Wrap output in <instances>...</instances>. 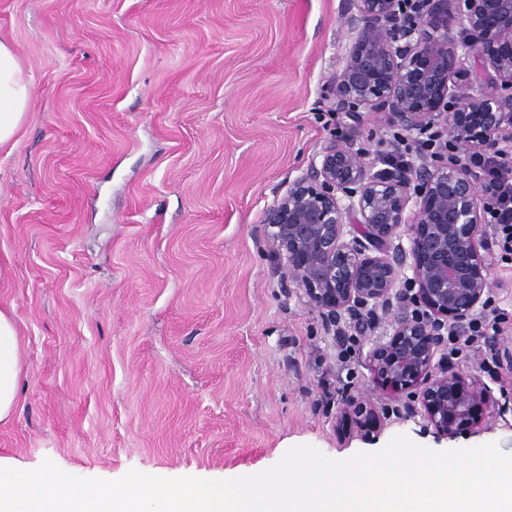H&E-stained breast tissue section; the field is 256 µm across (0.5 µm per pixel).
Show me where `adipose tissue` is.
Segmentation results:
<instances>
[{"label": "adipose tissue", "instance_id": "1", "mask_svg": "<svg viewBox=\"0 0 512 512\" xmlns=\"http://www.w3.org/2000/svg\"><path fill=\"white\" fill-rule=\"evenodd\" d=\"M32 77L11 45L0 40V148L19 134L31 98ZM23 373L18 326L13 311L0 308V423L10 420Z\"/></svg>", "mask_w": 512, "mask_h": 512}]
</instances>
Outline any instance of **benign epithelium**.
Wrapping results in <instances>:
<instances>
[{
	"mask_svg": "<svg viewBox=\"0 0 512 512\" xmlns=\"http://www.w3.org/2000/svg\"><path fill=\"white\" fill-rule=\"evenodd\" d=\"M345 24L337 111L387 114L407 132L441 123L469 152L512 149L503 140L512 129V0H426L415 26L396 0H356ZM318 157L266 212L268 247L328 323L347 317L365 332L364 311L388 316L392 332L372 341L365 364L395 400L416 390L420 415L449 438L482 427L492 391L448 363L442 346L444 330H464L491 291L484 206L493 187L454 157L374 172L336 138ZM342 418L361 432L387 420L362 397L344 403Z\"/></svg>",
	"mask_w": 512,
	"mask_h": 512,
	"instance_id": "7a95c632",
	"label": "benign epithelium"
}]
</instances>
